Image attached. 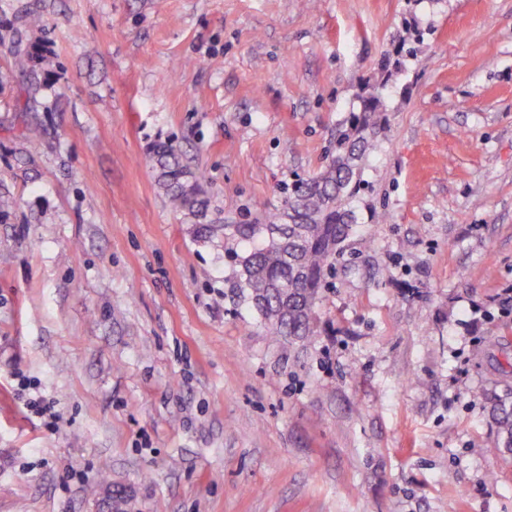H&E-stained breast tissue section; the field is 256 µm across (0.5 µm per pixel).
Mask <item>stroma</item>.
<instances>
[{"mask_svg": "<svg viewBox=\"0 0 512 512\" xmlns=\"http://www.w3.org/2000/svg\"><path fill=\"white\" fill-rule=\"evenodd\" d=\"M411 16L319 334L273 339L224 227L324 168ZM0 193V512H512V0H0ZM152 154L160 170V185L176 210H193L198 205L199 188L194 175L182 163L180 155L169 145H156ZM489 416L496 427L501 450L506 458H512V402L494 397L485 398Z\"/></svg>", "mask_w": 512, "mask_h": 512, "instance_id": "35a3bbf8", "label": "stroma"}]
</instances>
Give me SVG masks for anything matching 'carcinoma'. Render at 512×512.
<instances>
[{
	"label": "carcinoma",
	"mask_w": 512,
	"mask_h": 512,
	"mask_svg": "<svg viewBox=\"0 0 512 512\" xmlns=\"http://www.w3.org/2000/svg\"><path fill=\"white\" fill-rule=\"evenodd\" d=\"M404 45L401 39L394 51L383 53L380 82L362 87L359 108L336 127L334 149L323 170L298 181L267 223L224 225L232 236L253 245L240 261L244 287L274 336L294 342L308 341L317 333L316 306L326 271L356 223L350 200L360 187L359 161L384 128L383 91L401 71ZM150 154L171 206L191 210L198 205L197 180L176 150L156 145ZM269 226L279 229L272 243L266 236ZM487 404L501 450L511 459L512 402L495 397Z\"/></svg>",
	"instance_id": "carcinoma-1"
}]
</instances>
